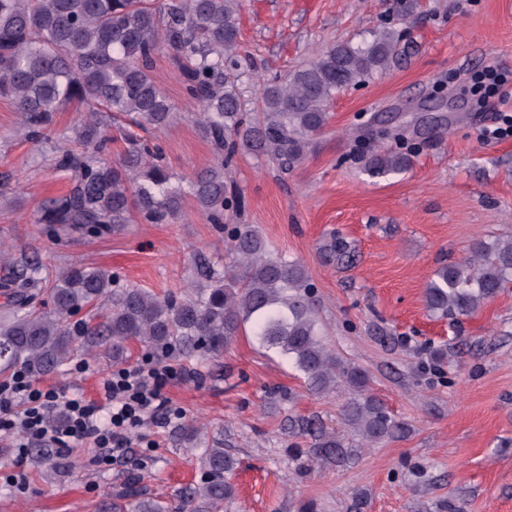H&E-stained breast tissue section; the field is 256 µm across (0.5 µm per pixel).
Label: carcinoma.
<instances>
[{
    "label": "carcinoma",
    "instance_id": "obj_1",
    "mask_svg": "<svg viewBox=\"0 0 512 512\" xmlns=\"http://www.w3.org/2000/svg\"><path fill=\"white\" fill-rule=\"evenodd\" d=\"M242 0H0V97L23 113L21 135L41 142L56 112L85 106L74 146L57 167L74 171V187L43 204L37 223L59 239L74 232L116 230L138 214L150 224L181 216L185 200L224 231L230 258L224 269L204 266L184 293L158 294L120 285L99 267L71 265L52 282L28 258L11 262L14 277L0 282V372L28 366L56 372L82 354L102 351L122 364L133 343L164 359L204 363L249 334L275 350L317 398L341 394V430L314 417L288 418L295 458L305 443L318 458L343 464L361 448L405 438L410 426L370 390L365 369L340 357L324 340L322 307L305 265L274 248L253 224H241L244 196L228 184L226 166L243 151L265 155L283 171L306 157L327 125L334 95L391 67L402 35L385 27L362 46L333 44L307 64L259 80L255 99L244 95L252 76L241 71L237 14ZM171 55L202 109L196 120L217 160L187 180L170 172L156 141L127 132H158L175 119L174 105L154 81L155 56ZM395 145L367 152L354 136L372 176L411 166L414 142L383 129ZM121 138L123 151L109 160L101 143ZM329 263L353 261L351 243L331 233L320 247ZM512 283V238L480 240L472 256L443 264L427 283L429 313L460 320L472 316ZM47 292L48 307L35 298ZM85 309L95 313L79 318ZM183 448H201L203 473L173 500L150 495L131 476L125 490L100 512H222L235 497L228 475L237 459L224 442L187 423L174 432ZM40 462L63 475L68 462L42 451Z\"/></svg>",
    "mask_w": 512,
    "mask_h": 512
}]
</instances>
